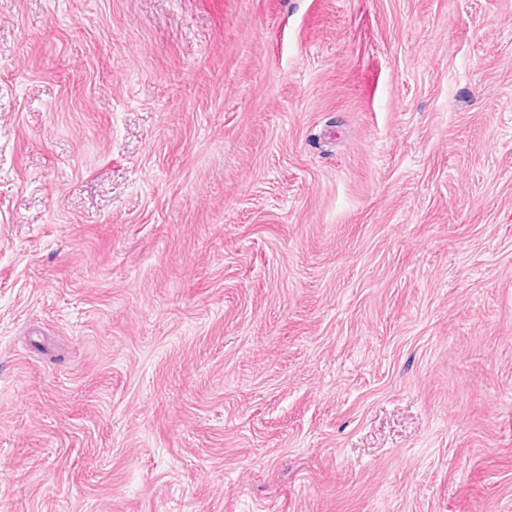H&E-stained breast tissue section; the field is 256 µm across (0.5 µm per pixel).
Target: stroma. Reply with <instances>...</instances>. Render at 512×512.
I'll list each match as a JSON object with an SVG mask.
<instances>
[{"mask_svg":"<svg viewBox=\"0 0 512 512\" xmlns=\"http://www.w3.org/2000/svg\"><path fill=\"white\" fill-rule=\"evenodd\" d=\"M0 512H512V0H0Z\"/></svg>","mask_w":512,"mask_h":512,"instance_id":"1","label":"stroma"}]
</instances>
